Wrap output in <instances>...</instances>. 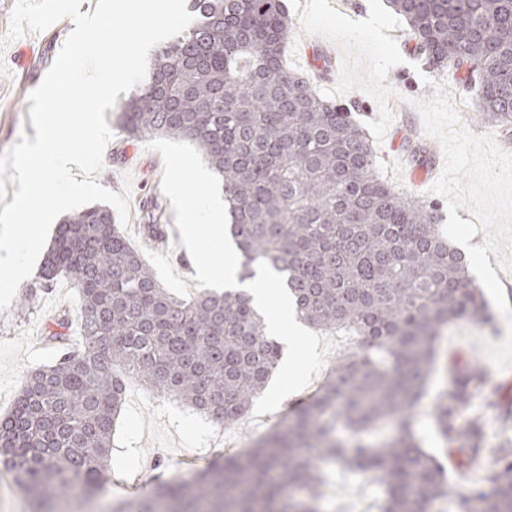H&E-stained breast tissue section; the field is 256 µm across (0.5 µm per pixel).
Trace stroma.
<instances>
[{
	"mask_svg": "<svg viewBox=\"0 0 512 512\" xmlns=\"http://www.w3.org/2000/svg\"><path fill=\"white\" fill-rule=\"evenodd\" d=\"M291 33L285 47L286 64L304 77H312L323 64L319 47L331 44L337 66L326 80L317 82L321 96L351 112L369 136L376 155V170L385 174L392 154L406 150L407 136L422 127L414 102L432 97L434 83L445 84L463 125L471 132L492 133L490 124L477 118L478 100L461 73L433 69L414 42L391 38L405 31L402 17L384 0H348L347 9L333 0H285ZM16 0H0V154L8 152L20 136L35 137L29 94L39 85L74 28L64 17L41 33L25 31L7 40ZM113 138L104 151V167L96 174L102 186L121 192L124 175L132 177L131 225L125 234L142 251L161 284L172 294L191 299L199 289L195 267L181 243L171 201L161 188L163 159L148 148L146 140H133L121 131L116 110L105 112ZM169 227L167 248L146 240L140 227L148 221ZM30 282L20 283L11 306L0 312V417L6 415L21 387L24 373L51 364L58 356L57 344L46 334V326L60 317L76 318L79 294L68 279L52 287L31 292ZM34 294L32 308H25L27 294ZM488 325L459 320L441 335L438 368L421 403L418 434L424 448L443 455L430 408L448 380L449 367L463 362L487 364L481 344L505 339L508 327L499 311H492ZM289 408L281 402L271 413L247 414L237 424L221 429L190 408L146 389L126 395L115 424L112 458L132 464L135 472H147V487L177 473L200 470L214 450L238 452L248 448L281 422ZM379 484L355 473L336 476L328 488L329 499L344 512H378Z\"/></svg>",
	"mask_w": 512,
	"mask_h": 512,
	"instance_id": "1",
	"label": "stroma"
}]
</instances>
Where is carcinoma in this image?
I'll return each mask as SVG.
<instances>
[{"mask_svg":"<svg viewBox=\"0 0 512 512\" xmlns=\"http://www.w3.org/2000/svg\"><path fill=\"white\" fill-rule=\"evenodd\" d=\"M416 48L477 80L478 117L512 125V0H389ZM193 20L151 55L120 105L128 137L192 142L220 177L240 280L264 261L285 278L296 318L359 337L323 386L272 433L190 476L174 475L121 512H323L336 470L373 474L381 512H512V436L488 449L485 413L463 414L486 384L480 364L454 369L431 413L459 485L416 431L441 331L490 320L464 256L436 210L383 181L351 113L284 64L283 0H188ZM78 288L82 338L26 372L0 419V465L36 512L108 491L125 378L236 424L281 360L280 343L244 293L186 302L155 279L107 206L58 225L40 287Z\"/></svg>","mask_w":512,"mask_h":512,"instance_id":"carcinoma-1","label":"carcinoma"}]
</instances>
